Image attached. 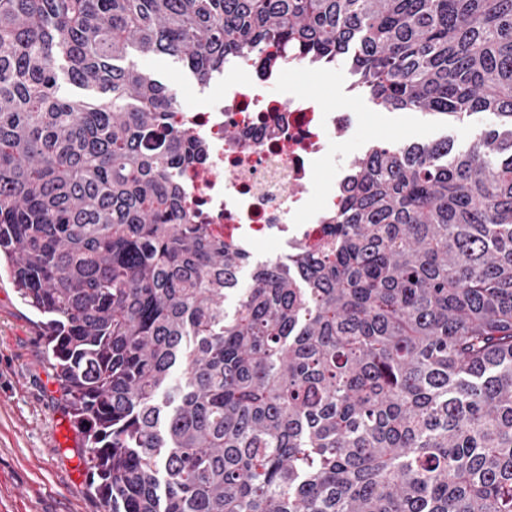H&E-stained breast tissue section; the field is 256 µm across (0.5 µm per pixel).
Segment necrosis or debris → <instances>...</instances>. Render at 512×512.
Here are the masks:
<instances>
[{"label":"necrosis or debris","instance_id":"1","mask_svg":"<svg viewBox=\"0 0 512 512\" xmlns=\"http://www.w3.org/2000/svg\"><path fill=\"white\" fill-rule=\"evenodd\" d=\"M315 72L270 44L261 63L231 64L175 116L206 146L200 164L180 174L184 207L239 252L269 247L282 259L315 244L341 202L349 105H326L292 81Z\"/></svg>","mask_w":512,"mask_h":512}]
</instances>
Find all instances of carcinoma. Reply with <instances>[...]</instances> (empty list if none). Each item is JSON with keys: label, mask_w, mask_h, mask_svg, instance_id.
Wrapping results in <instances>:
<instances>
[{"label": "carcinoma", "mask_w": 512, "mask_h": 512, "mask_svg": "<svg viewBox=\"0 0 512 512\" xmlns=\"http://www.w3.org/2000/svg\"><path fill=\"white\" fill-rule=\"evenodd\" d=\"M270 42L495 124L373 143L325 238L241 288L182 206L176 92L123 62L203 88ZM2 272L106 512H512V0H0ZM124 63L154 73L176 92L179 103H191L192 92L202 90L188 71L172 58L132 53Z\"/></svg>", "instance_id": "obj_1"}]
</instances>
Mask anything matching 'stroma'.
<instances>
[{
    "label": "stroma",
    "instance_id": "stroma-1",
    "mask_svg": "<svg viewBox=\"0 0 512 512\" xmlns=\"http://www.w3.org/2000/svg\"><path fill=\"white\" fill-rule=\"evenodd\" d=\"M128 61L154 73L176 92L179 102H190L197 89L188 71L172 58L134 53ZM351 109L358 117L344 147L352 156L380 137L397 142L447 137L465 149L494 122L491 116L478 115L467 124L451 125L360 100ZM38 320L8 281L0 280V512H103L84 467L77 464L84 454L82 439L71 423Z\"/></svg>",
    "mask_w": 512,
    "mask_h": 512
}]
</instances>
